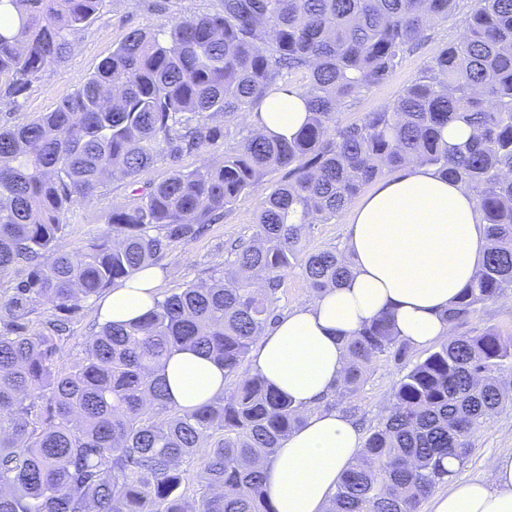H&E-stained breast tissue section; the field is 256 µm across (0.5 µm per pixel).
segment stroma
<instances>
[{
    "label": "stroma",
    "instance_id": "obj_1",
    "mask_svg": "<svg viewBox=\"0 0 512 512\" xmlns=\"http://www.w3.org/2000/svg\"><path fill=\"white\" fill-rule=\"evenodd\" d=\"M474 6V0H457L448 19L431 23L424 38L412 51L404 54L387 80L341 107L339 121L344 124L359 121L365 113L382 109L396 100L442 48L462 36L464 21ZM218 7L219 0H105L96 18L73 36L72 49L63 60L48 68L14 98L0 104V128H10L54 110L80 87L103 59L111 55L131 30L167 28L182 16L209 13ZM287 178V170L270 172L264 178L261 192L240 197L225 208L223 219L211 225L201 237L168 251L158 264L159 296L208 280L211 268L223 263L227 248L252 236L262 192L270 191ZM129 200L130 189L125 179L118 176L106 179L93 201L74 208L71 226L64 239L65 247H83L90 231L103 227L112 208ZM99 324L96 303H81L73 316L68 337L60 343L61 363L70 362L77 351L78 341L97 331ZM487 328L512 337V295L479 306L457 331L463 334ZM402 371V366L391 362L369 366L358 395L351 399L337 398L336 410L356 405L357 427L361 435H368L390 405L392 387ZM473 446L474 451L457 471V478L480 475L495 456L512 452V406H505L493 416L488 427L474 438Z\"/></svg>",
    "mask_w": 512,
    "mask_h": 512
}]
</instances>
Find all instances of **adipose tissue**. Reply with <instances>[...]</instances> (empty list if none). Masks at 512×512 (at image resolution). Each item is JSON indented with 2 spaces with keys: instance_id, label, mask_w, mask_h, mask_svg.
<instances>
[{
  "instance_id": "obj_1",
  "label": "adipose tissue",
  "mask_w": 512,
  "mask_h": 512,
  "mask_svg": "<svg viewBox=\"0 0 512 512\" xmlns=\"http://www.w3.org/2000/svg\"><path fill=\"white\" fill-rule=\"evenodd\" d=\"M258 128L291 137L306 118L298 95L271 92ZM347 248L351 275L305 306L292 308L258 337L251 371L306 412L303 423L264 466L263 492L276 512H325L341 474L359 455L361 435L344 413L321 410L346 369L344 342L381 312L401 338L425 348L450 335L443 313L456 301L488 249L474 196L435 168L412 164L378 184L352 210ZM160 277L148 268L99 302L100 321L139 319L157 300ZM163 374L172 403L192 410L223 393L224 370L180 351ZM432 512H512V454L436 493Z\"/></svg>"
}]
</instances>
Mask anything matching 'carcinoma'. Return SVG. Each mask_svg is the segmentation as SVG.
I'll list each match as a JSON object with an SVG mask.
<instances>
[{"mask_svg":"<svg viewBox=\"0 0 512 512\" xmlns=\"http://www.w3.org/2000/svg\"><path fill=\"white\" fill-rule=\"evenodd\" d=\"M104 0H0V100L60 62ZM465 32L390 106L341 124L345 99L386 79L400 57L448 18L456 0H221L169 30L130 31L51 112L0 130V512H276L264 463L303 422L292 401L244 368L278 319V291L301 271L318 295L350 273L335 249L307 250L328 221L385 172L435 168L473 193L487 255L445 311L453 326L512 294V0H476ZM307 81V118L291 138L253 133L190 170L139 185L161 158L177 163L222 137L216 115L259 108L285 72ZM473 134L448 145L443 131ZM277 169L252 236L227 248L220 283L189 284L125 324L104 323L81 355L57 364L78 302L197 238L224 208ZM132 187L107 228L66 250L67 215L107 177ZM334 394L354 397L363 370L399 363L407 343L381 313L346 344ZM193 350L236 380L185 411L161 371ZM512 404V338L452 336L393 386L392 402L341 476L327 512H419L465 464L492 416ZM201 459L191 473L186 460Z\"/></svg>","mask_w":512,"mask_h":512,"instance_id":"carcinoma-1","label":"carcinoma"}]
</instances>
